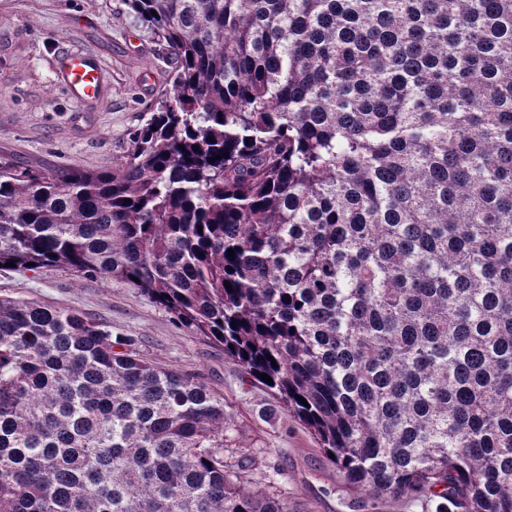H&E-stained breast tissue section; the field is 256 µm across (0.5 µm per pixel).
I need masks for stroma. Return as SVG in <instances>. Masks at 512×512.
<instances>
[{
  "instance_id": "stroma-1",
  "label": "stroma",
  "mask_w": 512,
  "mask_h": 512,
  "mask_svg": "<svg viewBox=\"0 0 512 512\" xmlns=\"http://www.w3.org/2000/svg\"><path fill=\"white\" fill-rule=\"evenodd\" d=\"M67 49L93 52L102 62L108 89L93 111L54 81L56 56ZM172 67L168 48L125 0H0V158L44 169L115 167L132 132L169 89ZM0 296L79 310L134 337L149 361L201 378L223 397L231 419L225 458L254 459L251 478L289 512H435L425 498L374 500L352 489L265 386L244 382L223 347L176 324L125 282L79 277L58 265L26 272L0 267Z\"/></svg>"
}]
</instances>
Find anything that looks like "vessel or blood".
I'll use <instances>...</instances> for the list:
<instances>
[{
    "mask_svg": "<svg viewBox=\"0 0 512 512\" xmlns=\"http://www.w3.org/2000/svg\"><path fill=\"white\" fill-rule=\"evenodd\" d=\"M55 76L59 87L78 104L94 106L104 97L103 69L98 57L92 53H60Z\"/></svg>",
    "mask_w": 512,
    "mask_h": 512,
    "instance_id": "vessel-or-blood-1",
    "label": "vessel or blood"
}]
</instances>
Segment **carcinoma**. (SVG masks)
<instances>
[{"label":"carcinoma","instance_id":"1","mask_svg":"<svg viewBox=\"0 0 512 512\" xmlns=\"http://www.w3.org/2000/svg\"><path fill=\"white\" fill-rule=\"evenodd\" d=\"M127 2L171 91L112 170L0 159V267L138 289L356 490L512 512V0ZM229 425L136 339L0 298V512H288Z\"/></svg>","mask_w":512,"mask_h":512}]
</instances>
